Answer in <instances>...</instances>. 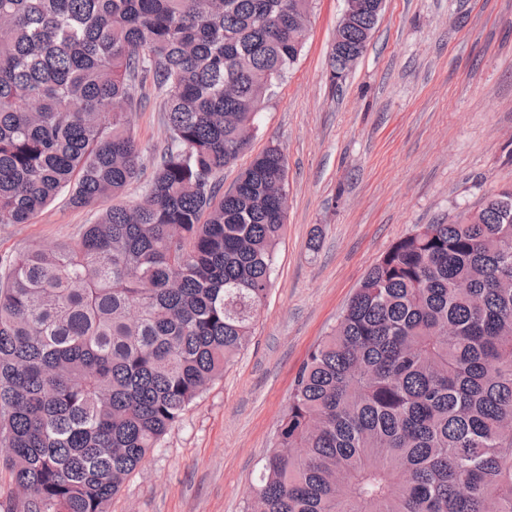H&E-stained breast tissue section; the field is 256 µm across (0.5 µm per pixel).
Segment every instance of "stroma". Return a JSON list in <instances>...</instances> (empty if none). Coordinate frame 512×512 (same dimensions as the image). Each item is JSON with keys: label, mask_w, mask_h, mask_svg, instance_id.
<instances>
[{"label": "stroma", "mask_w": 512, "mask_h": 512, "mask_svg": "<svg viewBox=\"0 0 512 512\" xmlns=\"http://www.w3.org/2000/svg\"><path fill=\"white\" fill-rule=\"evenodd\" d=\"M344 0H313L304 48L225 185L270 144L288 160L273 284L246 349L126 480L107 512H244L294 376L367 271L415 225L476 210L512 186V0H385L365 52L332 85ZM145 159L166 132L135 90ZM95 215L59 195L0 224V256L68 240Z\"/></svg>", "instance_id": "1"}]
</instances>
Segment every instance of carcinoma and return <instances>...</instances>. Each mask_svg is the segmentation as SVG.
Here are the masks:
<instances>
[{
    "mask_svg": "<svg viewBox=\"0 0 512 512\" xmlns=\"http://www.w3.org/2000/svg\"><path fill=\"white\" fill-rule=\"evenodd\" d=\"M312 0H0V224L63 191L78 236L0 259V512H106L253 335L287 157L224 189L305 43ZM358 0L330 70L381 12ZM167 145L142 196L133 89ZM512 188L421 224L299 367L246 512H512Z\"/></svg>",
    "mask_w": 512,
    "mask_h": 512,
    "instance_id": "1",
    "label": "carcinoma"
}]
</instances>
